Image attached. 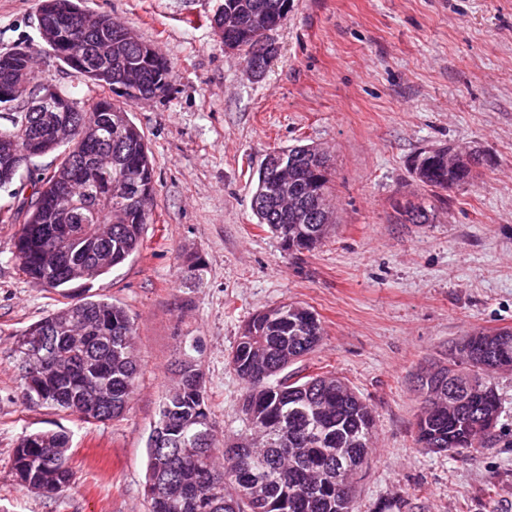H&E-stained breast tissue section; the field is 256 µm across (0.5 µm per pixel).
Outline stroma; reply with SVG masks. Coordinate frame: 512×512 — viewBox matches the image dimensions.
Returning a JSON list of instances; mask_svg holds the SVG:
<instances>
[{
  "label": "stroma",
  "instance_id": "35a3bbf8",
  "mask_svg": "<svg viewBox=\"0 0 512 512\" xmlns=\"http://www.w3.org/2000/svg\"><path fill=\"white\" fill-rule=\"evenodd\" d=\"M223 0H84L172 62L170 91L132 105L155 161L153 222L140 252L88 293L135 320L141 368L126 411L110 421L22 398L17 340L65 300L33 286L0 224V512H149L147 438L186 342L220 441L249 434L245 385L228 366L250 317L283 302L313 309L323 340L289 374L332 373L370 406V467L355 512L397 498L401 512H512V447L470 455L415 442L412 380L475 330L512 328V0H293L273 32L277 59L250 75L208 18ZM39 0H0V53L35 48L37 82L86 101L85 78L50 53ZM316 145L331 156L336 227L311 252L283 251L253 213L266 155ZM479 155L472 184L439 194L415 180L424 150ZM424 206L425 224L403 213ZM202 281L187 279L195 258ZM70 434L75 488L46 496L20 484L23 435Z\"/></svg>",
  "mask_w": 512,
  "mask_h": 512
}]
</instances>
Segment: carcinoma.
I'll list each match as a JSON object with an SVG mask.
<instances>
[{"mask_svg":"<svg viewBox=\"0 0 512 512\" xmlns=\"http://www.w3.org/2000/svg\"><path fill=\"white\" fill-rule=\"evenodd\" d=\"M73 8L80 18L53 53L91 61L112 47V78L89 77L99 91L86 106L66 88L54 112H25L0 98V188L26 187L35 201L23 209L0 208L1 224H20L13 260L36 286L61 294L88 288L140 249L144 226L152 223L156 194L152 152L127 106L135 94H165L174 68L158 47L144 42L105 14L83 10L79 0H40L38 15L51 27ZM291 0H224L211 28L222 43L233 41L248 66L265 72L271 59L258 54L263 41L288 20ZM32 50L17 45L0 54V95L23 76L34 83ZM444 157L422 152L416 179L432 191L474 180L476 158L449 147ZM56 154L49 172L23 167L27 159ZM290 160L277 185V171L259 168L252 199L258 223L280 240L288 254L311 252L333 228L331 212L304 205L303 194L331 199L329 159L316 146L276 151ZM318 314L285 302L252 316L228 365L247 386L242 406L255 436L227 448L201 443L214 431L204 376L192 359L175 362L181 376L163 396L148 440L145 493L151 512H353L354 486L340 472L348 461L365 470L371 463L375 423L368 404L334 374L292 379L288 366L322 340ZM43 336L56 337L53 367L36 359ZM24 397L33 405L68 411L85 422L120 416L137 386L135 323L121 305L81 298L31 325L18 341ZM442 380L417 387L422 398L415 422L417 445L432 452H476L485 447L480 425L501 403L494 375L512 368V330L477 331L461 337L448 357L433 363ZM99 395L98 412L83 400ZM69 437L60 431L23 436L14 451L20 482L53 496L74 488L68 464ZM265 477L261 496L250 489Z\"/></svg>","mask_w":512,"mask_h":512,"instance_id":"obj_1","label":"carcinoma"}]
</instances>
